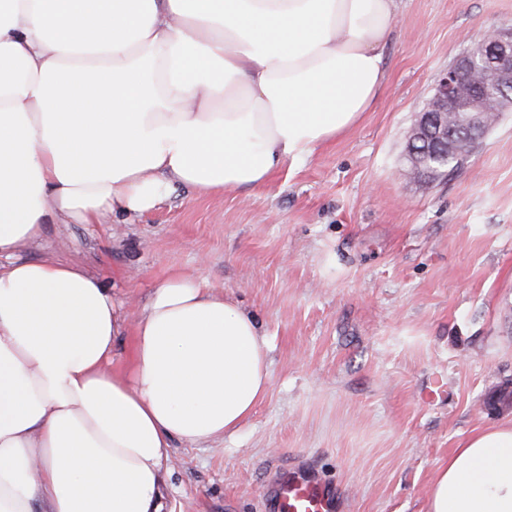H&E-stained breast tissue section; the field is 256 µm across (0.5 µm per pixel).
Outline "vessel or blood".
Segmentation results:
<instances>
[{
  "instance_id": "obj_1",
  "label": "vessel or blood",
  "mask_w": 512,
  "mask_h": 512,
  "mask_svg": "<svg viewBox=\"0 0 512 512\" xmlns=\"http://www.w3.org/2000/svg\"><path fill=\"white\" fill-rule=\"evenodd\" d=\"M271 498L275 512H340L342 502L335 485L316 469H282L274 480Z\"/></svg>"
}]
</instances>
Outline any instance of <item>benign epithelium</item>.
Returning a JSON list of instances; mask_svg holds the SVG:
<instances>
[{"label": "benign epithelium", "mask_w": 512, "mask_h": 512, "mask_svg": "<svg viewBox=\"0 0 512 512\" xmlns=\"http://www.w3.org/2000/svg\"><path fill=\"white\" fill-rule=\"evenodd\" d=\"M491 100L504 110L512 108L511 28L487 30L475 50L466 53L437 78L432 95L417 115L424 139L432 148L425 149L422 158H411V173H416L430 159L446 163L451 157L445 142L452 136L437 123L435 113L456 112L459 130L469 136L483 137L486 131L482 115Z\"/></svg>", "instance_id": "7a95c632"}]
</instances>
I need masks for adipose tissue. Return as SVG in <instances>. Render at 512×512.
<instances>
[{"label": "adipose tissue", "instance_id": "obj_1", "mask_svg": "<svg viewBox=\"0 0 512 512\" xmlns=\"http://www.w3.org/2000/svg\"><path fill=\"white\" fill-rule=\"evenodd\" d=\"M398 0H0V512H160L174 441L236 433L270 387L254 316L198 277L121 303L43 226L142 214L174 185L265 184L355 128ZM427 512H512V424L443 462Z\"/></svg>", "mask_w": 512, "mask_h": 512}]
</instances>
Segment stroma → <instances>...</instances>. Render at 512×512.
I'll return each mask as SVG.
<instances>
[{"instance_id":"stroma-1","label":"stroma","mask_w":512,"mask_h":512,"mask_svg":"<svg viewBox=\"0 0 512 512\" xmlns=\"http://www.w3.org/2000/svg\"><path fill=\"white\" fill-rule=\"evenodd\" d=\"M512 0H402L385 87L352 131L259 187L48 224L28 260H63L123 300L112 372L175 273L255 316L267 396L233 436L174 441L163 512H270L271 472L307 464L344 512H426L440 464L472 433L512 423V112L463 169L426 184L405 160L436 79Z\"/></svg>"}]
</instances>
